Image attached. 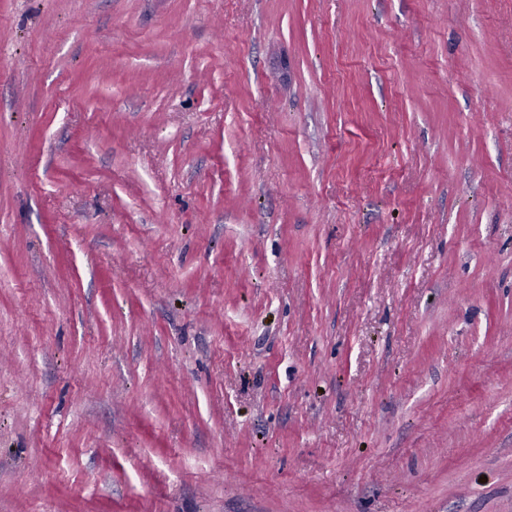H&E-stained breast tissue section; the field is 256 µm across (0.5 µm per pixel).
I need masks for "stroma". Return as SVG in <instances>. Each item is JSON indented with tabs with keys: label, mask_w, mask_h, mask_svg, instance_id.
Returning a JSON list of instances; mask_svg holds the SVG:
<instances>
[{
	"label": "stroma",
	"mask_w": 512,
	"mask_h": 512,
	"mask_svg": "<svg viewBox=\"0 0 512 512\" xmlns=\"http://www.w3.org/2000/svg\"><path fill=\"white\" fill-rule=\"evenodd\" d=\"M0 512H512V0H0Z\"/></svg>",
	"instance_id": "1"
}]
</instances>
